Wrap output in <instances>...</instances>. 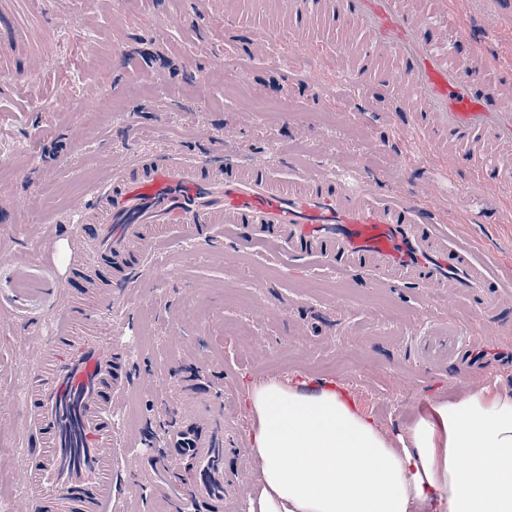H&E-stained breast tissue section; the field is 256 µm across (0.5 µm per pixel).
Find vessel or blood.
I'll use <instances>...</instances> for the list:
<instances>
[{
    "label": "vessel or blood",
    "mask_w": 512,
    "mask_h": 512,
    "mask_svg": "<svg viewBox=\"0 0 512 512\" xmlns=\"http://www.w3.org/2000/svg\"><path fill=\"white\" fill-rule=\"evenodd\" d=\"M287 29L252 31L255 57H267L282 36L312 46L336 71L349 75L372 106L394 102L411 133L442 156L461 153L471 164L469 196L512 179V70L479 44L447 0H283ZM344 19L350 37L332 44L310 25L313 14ZM24 31L15 12L0 11V89L26 87L17 77L36 61L18 59ZM391 62L394 78L378 81L375 68ZM296 182L276 178L266 165L196 157L177 150L140 151L107 165L92 190L66 217L76 227L71 260L96 304L50 336L26 337L35 371L23 400L0 397V411L22 412L19 454L30 482L8 512H120L113 500L123 451L115 403L133 378L125 349L111 336L112 310L137 285L141 262L174 231L213 244L212 229L251 245L275 243L295 257L350 273L383 272L387 287L422 284L449 298L480 296L473 325L485 329L512 303V279L489 278L475 252L449 247L430 185L415 194L377 197L369 187L292 156ZM476 346L451 336L428 342L432 363L475 366ZM224 391L184 376L172 417L160 431L167 453L144 473L167 493L172 512H236L242 490L224 467L242 443ZM194 461L191 481L180 482L177 461Z\"/></svg>",
    "instance_id": "obj_1"
}]
</instances>
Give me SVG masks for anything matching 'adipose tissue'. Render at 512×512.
Instances as JSON below:
<instances>
[{"instance_id":"1","label":"adipose tissue","mask_w":512,"mask_h":512,"mask_svg":"<svg viewBox=\"0 0 512 512\" xmlns=\"http://www.w3.org/2000/svg\"><path fill=\"white\" fill-rule=\"evenodd\" d=\"M248 512H512V387L472 386L384 430L342 386L248 394Z\"/></svg>"}]
</instances>
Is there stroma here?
I'll return each instance as SVG.
<instances>
[{
  "instance_id": "stroma-1",
  "label": "stroma",
  "mask_w": 512,
  "mask_h": 512,
  "mask_svg": "<svg viewBox=\"0 0 512 512\" xmlns=\"http://www.w3.org/2000/svg\"><path fill=\"white\" fill-rule=\"evenodd\" d=\"M453 12L512 66V0H450ZM220 0H25L21 19L52 57L29 73V94L0 96V143L13 146L14 195L0 201V395H21L33 372L19 337L46 332L49 311L92 307L76 291L70 227L63 218L98 179L108 158L164 149L225 154L295 174L281 154L328 155L338 175H354L382 194L431 185L450 241L471 245L493 274L512 275V182L464 199L467 159H443L401 132L391 112H375L337 86L336 73L308 46L277 41L253 58L251 28L268 18V0H244L224 18ZM292 111H284V103ZM306 126L308 141L297 129ZM174 236L145 265L112 334L132 375L160 381L130 387L120 412L133 467L116 493L127 512H168L135 471L158 458L152 424L175 407L173 386L191 370L223 387L237 406L241 439L251 418L247 394L270 378L334 380L359 406L392 429L410 422L427 399L455 397L469 385L512 386V312L488 328V363L450 374L421 355L424 337L447 323L470 330L478 301L447 305L422 288H382L376 272L353 275L308 263L269 245L230 253ZM17 413L0 415V488L18 485Z\"/></svg>"
}]
</instances>
